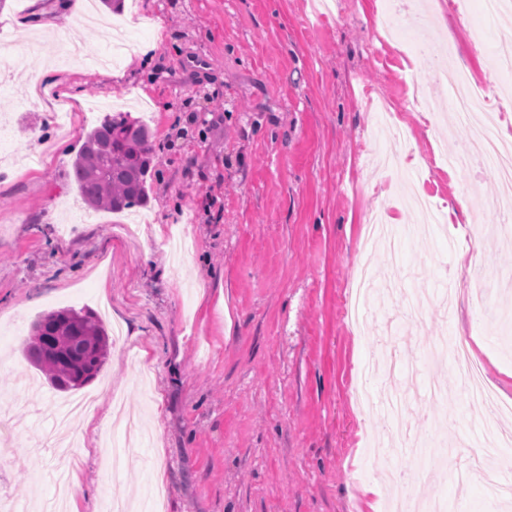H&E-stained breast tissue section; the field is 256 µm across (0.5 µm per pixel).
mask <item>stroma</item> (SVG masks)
<instances>
[{"mask_svg": "<svg viewBox=\"0 0 512 512\" xmlns=\"http://www.w3.org/2000/svg\"><path fill=\"white\" fill-rule=\"evenodd\" d=\"M124 0L98 23L62 0H5L0 43L24 55L46 87L10 80L0 115L12 152L0 160V394L14 401V430L0 443V493L49 502L67 491L78 512L104 498L143 512H386L364 486L384 484L390 435L382 405L355 397L362 368L384 359V327L402 307L350 323L359 267L387 271L390 254L364 247L376 214L395 221L401 276L426 315L404 325L397 352L444 385L440 400L409 398L412 433L444 429L449 467L473 457L481 412L448 363L427 353L436 339L474 342L486 381L512 398V329L487 331L475 283L499 271L495 296L512 306V239H486L457 270L448 223L422 226L415 191L440 210L465 203L471 234L497 223L492 171L448 166L465 133L456 114L425 112L417 97L446 99L416 54L452 48L486 89L477 118L506 120L512 73L492 60L512 11L483 0ZM44 13L58 30L33 28ZM129 113L152 131L146 205L122 214L87 210L71 174L85 134L105 113ZM40 155L39 165L28 162ZM121 323L99 376L58 391L25 360L30 325L58 308ZM88 421L67 438V483L46 463L23 461L53 432L50 407L86 394ZM437 449L403 464L413 500L433 493L466 512H512L482 484L435 482Z\"/></svg>", "mask_w": 512, "mask_h": 512, "instance_id": "obj_1", "label": "stroma"}]
</instances>
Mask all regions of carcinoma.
Returning a JSON list of instances; mask_svg holds the SVG:
<instances>
[{
	"mask_svg": "<svg viewBox=\"0 0 512 512\" xmlns=\"http://www.w3.org/2000/svg\"><path fill=\"white\" fill-rule=\"evenodd\" d=\"M151 137L148 127L125 112L86 133L72 162V174L89 208L118 213L147 203ZM107 341V331L94 313L62 308L34 322L25 356L53 388L76 390L97 376Z\"/></svg>",
	"mask_w": 512,
	"mask_h": 512,
	"instance_id": "carcinoma-1",
	"label": "carcinoma"
}]
</instances>
